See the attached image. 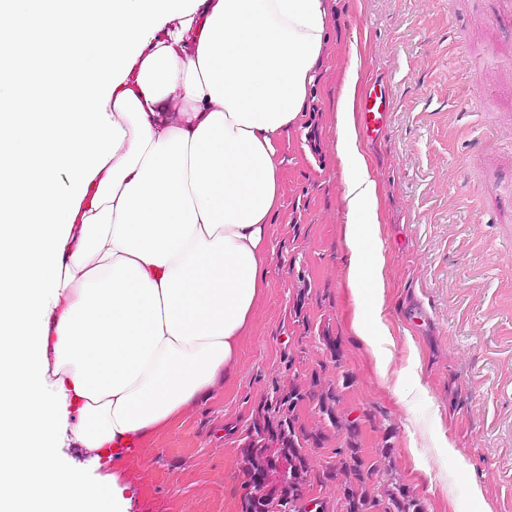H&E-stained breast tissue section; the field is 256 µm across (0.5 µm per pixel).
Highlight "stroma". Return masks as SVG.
<instances>
[{
	"label": "stroma",
	"instance_id": "35a3bbf8",
	"mask_svg": "<svg viewBox=\"0 0 512 512\" xmlns=\"http://www.w3.org/2000/svg\"><path fill=\"white\" fill-rule=\"evenodd\" d=\"M329 6L306 107L278 145L270 286L235 373L141 449L88 470L93 480L118 476L127 512H241L239 448L258 404L314 374L335 386L339 422L315 401L300 407L301 423L326 436L306 448L313 474L335 467L355 422L365 464L389 446L387 467L427 512H512V0ZM354 48L360 90L384 84L390 101L386 126L360 141L383 190L393 340L384 374L352 328L343 169L333 149ZM327 335L339 356L326 349Z\"/></svg>",
	"mask_w": 512,
	"mask_h": 512
}]
</instances>
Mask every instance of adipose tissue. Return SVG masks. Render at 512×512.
I'll list each match as a JSON object with an SVG mask.
<instances>
[{
  "mask_svg": "<svg viewBox=\"0 0 512 512\" xmlns=\"http://www.w3.org/2000/svg\"><path fill=\"white\" fill-rule=\"evenodd\" d=\"M328 0H0V28L69 42L82 78L25 66L0 39V512H126L87 464L133 450L236 368L269 286L282 192L275 143L303 112ZM336 106L356 336L379 371V191ZM84 449L86 464L64 451Z\"/></svg>",
  "mask_w": 512,
  "mask_h": 512,
  "instance_id": "adipose-tissue-1",
  "label": "adipose tissue"
}]
</instances>
